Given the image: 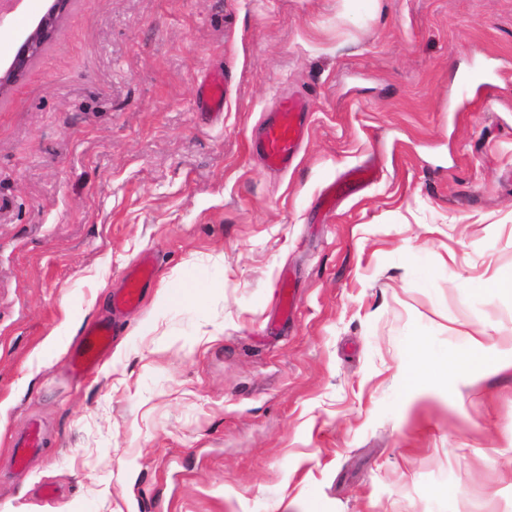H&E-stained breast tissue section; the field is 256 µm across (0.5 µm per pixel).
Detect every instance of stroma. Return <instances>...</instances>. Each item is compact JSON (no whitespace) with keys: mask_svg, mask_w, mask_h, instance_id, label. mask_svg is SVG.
Here are the masks:
<instances>
[{"mask_svg":"<svg viewBox=\"0 0 512 512\" xmlns=\"http://www.w3.org/2000/svg\"><path fill=\"white\" fill-rule=\"evenodd\" d=\"M49 5L0 19V61ZM291 96L307 131L273 172L256 130ZM146 251L141 307L74 378ZM497 273L512 0H70L0 94V512H512V372L456 399L404 375L419 343L512 341ZM197 93L199 100L208 110L224 111V75L206 74ZM155 266V256L145 252L127 271L122 288L112 297V324L103 319L89 325L72 353L71 366L76 374L83 376L93 373L107 356L115 336H119L113 314H123L139 306L152 282Z\"/></svg>","mask_w":512,"mask_h":512,"instance_id":"35a3bbf8","label":"stroma"}]
</instances>
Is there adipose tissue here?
Listing matches in <instances>:
<instances>
[{"label": "adipose tissue", "instance_id": "1", "mask_svg": "<svg viewBox=\"0 0 512 512\" xmlns=\"http://www.w3.org/2000/svg\"><path fill=\"white\" fill-rule=\"evenodd\" d=\"M414 356L418 360L415 374L433 379L449 377L458 381L473 374L512 371V346L501 347L487 336L469 337L462 349L444 361H425L419 347Z\"/></svg>", "mask_w": 512, "mask_h": 512}]
</instances>
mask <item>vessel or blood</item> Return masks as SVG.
<instances>
[{"instance_id": "vessel-or-blood-1", "label": "vessel or blood", "mask_w": 512, "mask_h": 512, "mask_svg": "<svg viewBox=\"0 0 512 512\" xmlns=\"http://www.w3.org/2000/svg\"><path fill=\"white\" fill-rule=\"evenodd\" d=\"M198 97L210 111L224 109V77L206 74L198 88ZM305 100L294 98L282 103L279 112L261 129L258 147L265 162L273 168L284 169L293 160L306 132ZM156 266L152 253L141 254L127 271L123 285L112 298V311L122 314L137 308L150 285ZM118 327L103 319L92 323L83 332L72 356L71 366L76 374L93 373L109 353Z\"/></svg>"}]
</instances>
